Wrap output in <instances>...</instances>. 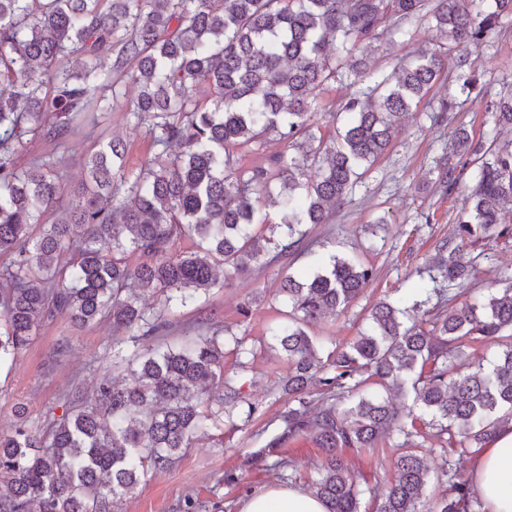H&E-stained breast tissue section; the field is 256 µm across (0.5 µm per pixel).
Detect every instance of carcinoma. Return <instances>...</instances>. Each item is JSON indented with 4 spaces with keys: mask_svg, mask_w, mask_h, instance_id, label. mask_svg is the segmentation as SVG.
<instances>
[{
    "mask_svg": "<svg viewBox=\"0 0 512 512\" xmlns=\"http://www.w3.org/2000/svg\"><path fill=\"white\" fill-rule=\"evenodd\" d=\"M509 17L512 0H0V255H14L0 269L8 284L0 291V365L58 311L77 327L109 316L119 329L161 336L167 324L146 318L142 292L156 289L166 304L187 307L198 291L298 250L301 226L328 223L442 74L461 94L478 87L469 51ZM425 20L447 45L388 74L353 58L383 38L410 40ZM72 55L80 67L57 70L45 91L42 71ZM124 77L138 89L129 116L147 127L158 153L130 177L123 141L103 143L84 163L78 204L29 239L62 186L50 159L18 170L27 136L63 138L84 113L112 111ZM344 79L355 91L338 105L324 102ZM205 87L213 93L202 103ZM488 111L492 128H511L512 87ZM318 112L347 116L329 145L317 135ZM271 135L296 154L245 163ZM472 166L453 239L430 276L448 287L379 300L367 328L323 358L307 328L358 298L373 266L334 256L305 282L281 280L288 311L272 337L288 365L280 381L288 407L280 430L242 467L285 468L281 448L311 434L323 459L307 487L327 512L481 507L452 455L485 447L512 422V288L457 298L477 272L463 247L512 240V142H476L457 129L436 162L442 196L461 193ZM274 184L277 218L262 220ZM182 237L197 239L196 249L172 250ZM68 251L66 281L58 260ZM128 253L137 265L126 263ZM475 346L498 354L486 366L458 364ZM228 347L246 368L244 339L227 326L222 336L149 346L131 359L132 381L102 387L97 401L85 402L72 385L49 433L19 425L0 434V512H112L242 402L238 374L224 371ZM395 392L412 405L394 404ZM388 435L399 439L393 477L350 469L346 452L376 448ZM431 436L439 449L426 445ZM428 452L438 453L434 469ZM433 479L445 489L430 496Z\"/></svg>",
    "mask_w": 512,
    "mask_h": 512,
    "instance_id": "carcinoma-1",
    "label": "carcinoma"
}]
</instances>
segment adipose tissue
<instances>
[{"mask_svg": "<svg viewBox=\"0 0 512 512\" xmlns=\"http://www.w3.org/2000/svg\"><path fill=\"white\" fill-rule=\"evenodd\" d=\"M482 512H512V425L500 430L473 458L468 470ZM240 512H327L324 504L298 486L253 492Z\"/></svg>", "mask_w": 512, "mask_h": 512, "instance_id": "ef3b65f1", "label": "adipose tissue"}]
</instances>
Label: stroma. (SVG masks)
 <instances>
[{
	"label": "stroma",
	"mask_w": 512,
	"mask_h": 512,
	"mask_svg": "<svg viewBox=\"0 0 512 512\" xmlns=\"http://www.w3.org/2000/svg\"><path fill=\"white\" fill-rule=\"evenodd\" d=\"M434 36V31L422 25L407 43L382 39L369 63L392 70L401 57L430 45ZM470 61L480 90L462 97L453 124L435 127L430 121L433 105L448 94V81L443 78L433 85L427 102L406 116L388 152L336 210L332 223L308 225L303 248L225 287L200 293L197 302L185 308L165 309L164 297L158 292L143 295L148 318L160 315L169 322V341L206 336L228 325L244 337L249 364L239 374L244 402L233 412L235 428L221 425L209 429L207 436L198 438L172 467L148 474L132 493L123 496L115 512H183L189 500L196 503L197 512H239L241 501L250 492L282 485L281 472L274 468L245 472L235 486L224 483L225 470L240 467L250 452L265 446L279 425L277 414L282 403L275 399L272 388L288 366L266 344L271 328L286 309L277 293L278 283L289 274L318 271L334 255L371 264L376 277L364 293L339 316L326 317L309 329L312 336H330L340 343L363 329L368 310L380 298L430 287L429 269L442 241L454 229L461 202L441 198L429 181V171L448 144L453 126L465 127L477 139L490 131L488 104L503 84L512 82V25L504 36L474 49ZM135 96V86L124 83L112 110L96 113L64 144L38 137L18 156L23 168L39 156L52 154L57 159L64 190L46 214V222L57 221L74 204L73 188L81 178L82 164L105 141L114 137L125 141V169L131 176L154 157L156 149L150 136L145 129L134 127L127 114ZM466 253L474 258L478 269L471 285L473 292L505 288V275H512V240L485 241L467 247ZM258 291L264 295L263 302L250 318H242L239 306ZM136 348L128 334L113 331L108 318L81 328L62 312L42 320L13 364L0 368V433L14 424L20 408L32 430L60 417L62 398L73 381H80L89 397L102 385L129 383V372L113 364L112 354L119 349L128 355Z\"/></svg>",
	"instance_id": "obj_1"
}]
</instances>
